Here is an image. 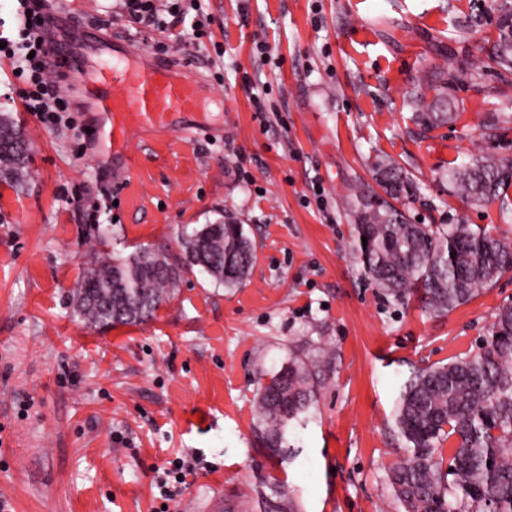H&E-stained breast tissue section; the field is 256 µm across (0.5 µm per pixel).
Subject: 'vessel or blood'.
<instances>
[{
  "instance_id": "obj_1",
  "label": "vessel or blood",
  "mask_w": 512,
  "mask_h": 512,
  "mask_svg": "<svg viewBox=\"0 0 512 512\" xmlns=\"http://www.w3.org/2000/svg\"><path fill=\"white\" fill-rule=\"evenodd\" d=\"M83 33V26H74L67 49L56 51L53 61L68 75L74 93L103 115L95 134L111 143L112 156L121 160L125 174L132 164L130 144L136 133L168 134L178 128L177 114L199 109L198 82L174 62L127 47L100 57L93 77H86Z\"/></svg>"
}]
</instances>
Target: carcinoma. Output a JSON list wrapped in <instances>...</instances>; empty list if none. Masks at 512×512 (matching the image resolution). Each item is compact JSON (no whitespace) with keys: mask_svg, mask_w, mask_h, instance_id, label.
Wrapping results in <instances>:
<instances>
[{"mask_svg":"<svg viewBox=\"0 0 512 512\" xmlns=\"http://www.w3.org/2000/svg\"><path fill=\"white\" fill-rule=\"evenodd\" d=\"M499 38L491 57L498 82L512 83V8L503 4ZM476 70L439 74L415 96L422 111L414 116L425 130L457 117L448 85L476 78ZM512 124L509 112L489 113L483 137L498 143ZM28 148L14 118L0 113V180L20 186L28 174ZM380 181L397 199L409 183L394 162L378 165ZM454 190L472 202L499 201L509 211L512 156L500 152L476 157L448 172ZM357 234L365 273L396 300L422 292L426 307L446 313L469 302L512 272V241L469 224H411L383 200L358 199ZM180 263L160 249L143 248L126 257L91 258L73 303L86 324L98 328L143 322L168 300L180 273L196 267L217 286L233 288L255 259L241 224L221 222L184 231ZM318 388L310 367L293 361L273 373L258 397L264 446L280 455L288 423L315 405ZM395 428L406 460L389 473L405 512H512V304L498 309L478 351L442 366L415 369L404 383L394 411ZM448 445V468L441 446Z\"/></svg>","mask_w":512,"mask_h":512,"instance_id":"cac0c4a2","label":"carcinoma"}]
</instances>
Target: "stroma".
<instances>
[{
	"label": "stroma",
	"mask_w": 512,
	"mask_h": 512,
	"mask_svg": "<svg viewBox=\"0 0 512 512\" xmlns=\"http://www.w3.org/2000/svg\"><path fill=\"white\" fill-rule=\"evenodd\" d=\"M199 40L129 22L120 0H77L136 50L155 42L203 80L208 135L138 134L130 175L112 169L102 116L47 126L7 85L0 111L29 148L22 187L0 182V503L6 512H405L388 474L406 457L393 420L413 368L476 351L512 273L442 315L386 296L365 273L355 196L378 191L392 158L410 179L409 222L472 224L512 239L498 202L456 196L448 170L491 151L481 137L495 77L501 0H199ZM272 61L259 64L255 42ZM475 69L449 89L456 121L421 132L413 87ZM274 110L255 117L251 88ZM327 201L319 210L312 189ZM232 220L256 250L238 287L183 271L150 321L93 328L72 290L95 254L162 246L184 229ZM315 365L318 401L292 421L288 452L257 438V396L289 362ZM192 452L200 469L163 503L158 469Z\"/></svg>",
	"instance_id": "35a3bbf8"
}]
</instances>
